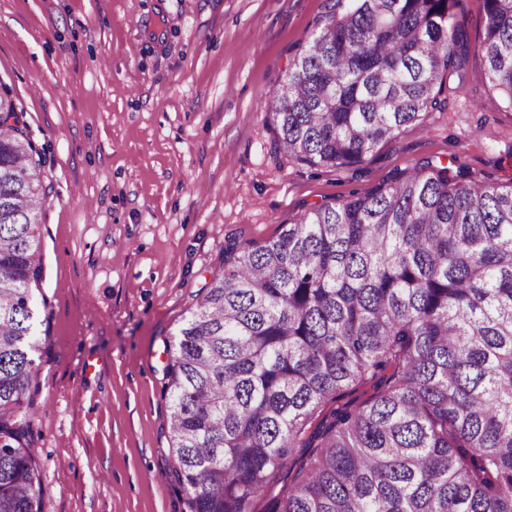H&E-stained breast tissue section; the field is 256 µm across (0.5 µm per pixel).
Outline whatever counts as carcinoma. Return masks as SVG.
Listing matches in <instances>:
<instances>
[{"instance_id":"cac0c4a2","label":"carcinoma","mask_w":512,"mask_h":512,"mask_svg":"<svg viewBox=\"0 0 512 512\" xmlns=\"http://www.w3.org/2000/svg\"><path fill=\"white\" fill-rule=\"evenodd\" d=\"M456 2L334 0L266 107L274 148L350 167L422 122L469 53ZM482 2L474 53L512 108V0ZM34 154L0 82V512L43 495L24 411L42 344ZM166 378L191 512H256L292 467L268 512H512V183L427 163L228 246Z\"/></svg>"}]
</instances>
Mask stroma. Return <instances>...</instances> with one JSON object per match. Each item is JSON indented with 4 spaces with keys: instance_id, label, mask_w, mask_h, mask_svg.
<instances>
[{
    "instance_id": "35a3bbf8",
    "label": "stroma",
    "mask_w": 512,
    "mask_h": 512,
    "mask_svg": "<svg viewBox=\"0 0 512 512\" xmlns=\"http://www.w3.org/2000/svg\"><path fill=\"white\" fill-rule=\"evenodd\" d=\"M330 2L0 0V79L47 188L28 407L42 512H190L165 367L225 247L427 162L512 183V109L474 55L439 108L360 164L275 152L265 107Z\"/></svg>"
}]
</instances>
